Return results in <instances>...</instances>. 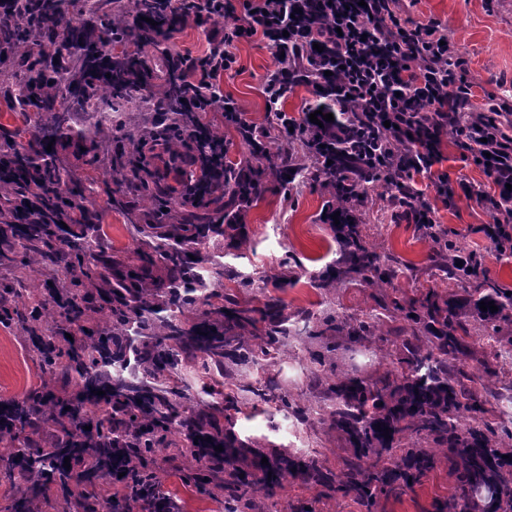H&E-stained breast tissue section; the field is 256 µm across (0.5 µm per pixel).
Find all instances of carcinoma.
<instances>
[{
    "instance_id": "carcinoma-1",
    "label": "carcinoma",
    "mask_w": 512,
    "mask_h": 512,
    "mask_svg": "<svg viewBox=\"0 0 512 512\" xmlns=\"http://www.w3.org/2000/svg\"><path fill=\"white\" fill-rule=\"evenodd\" d=\"M10 6L13 23L0 27V85L11 91L10 110L34 120L36 132L27 146L0 136V223L8 227L0 235V269L20 284L34 266L60 254L64 271L49 299L27 288L14 292L21 311L0 301V324L18 321L40 368L60 375L76 394L45 386L0 401V440L11 445L0 452V474L17 475L24 484L18 495L4 497L0 512H35L40 502L57 512H131L136 504L162 512L165 505L180 508L181 494L192 489L224 505V512H253L256 494L270 498V490L290 478L369 510L432 472L436 448L446 450L455 479L448 512H512V425L497 421L486 407L490 391L465 370L475 336L512 352V336H502L512 327V289L459 270L452 257L460 244L441 225L421 224L434 243L435 262L462 295L446 303L433 288L413 296L401 291L397 262L365 245L350 219L359 189L330 177L325 185L349 233L336 267L316 287L350 276L381 289L363 317L330 313L305 330L309 372L334 404L305 408L274 374L247 388L251 396H238L224 360L274 363L290 336L288 306L273 298L254 309L234 292L210 288L211 280H224V267L204 276L201 246L224 218L227 237L243 238L244 226L230 223L231 208L256 197L255 184L265 174L263 150L253 146L251 131L239 128L249 158L222 166L214 142L223 135L211 126V110L199 107L182 60L155 50L158 36L183 20L166 0H10ZM97 15V38L70 36ZM132 100L155 113L160 138L130 124L123 109ZM74 141L86 148L91 171L79 195L70 190L73 175L58 156L59 147ZM158 145L175 154L195 152L177 187L152 177ZM99 171L148 202V213L123 193L96 209ZM197 192L212 208L193 205ZM24 196L37 204L38 219L19 209ZM106 210L123 213L130 224L149 220L142 233L150 259L167 270L164 281L149 284L123 271L101 247ZM62 214L70 223L66 238L57 223ZM482 301L494 302L498 311L481 310ZM397 321L384 337L395 361L382 370L339 371L342 350L371 342ZM246 327L249 336L241 333ZM184 363L202 381L204 396L188 395ZM270 405L293 416L318 415L353 453L334 468L317 453L273 448L256 454L252 441L235 433V421ZM36 420L55 436L51 447L32 444ZM218 445L223 451L215 450ZM170 450V466L156 467L155 458ZM180 456L191 458L189 466L175 464ZM244 464L257 471L250 482L240 478Z\"/></svg>"
}]
</instances>
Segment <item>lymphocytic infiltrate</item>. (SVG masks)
<instances>
[{
    "instance_id": "lymphocytic-infiltrate-1",
    "label": "lymphocytic infiltrate",
    "mask_w": 512,
    "mask_h": 512,
    "mask_svg": "<svg viewBox=\"0 0 512 512\" xmlns=\"http://www.w3.org/2000/svg\"><path fill=\"white\" fill-rule=\"evenodd\" d=\"M172 2L193 6V19L209 31V45L217 50L209 70L193 81L201 92L234 70L241 41L263 39L279 56L277 76L266 84L267 122L254 133L257 144L292 127H310L308 115L289 118L280 100L298 84L322 89L335 95L337 107L322 137L361 147L360 153L333 159L332 168L360 187L371 176L370 154H378L384 171L400 173L387 182L392 204L434 223L435 210L417 186L425 178L441 200L459 193L494 212L497 222L486 227L487 237L498 250L512 245V119L494 104L484 112L469 110L468 63L448 44L438 20L401 18L398 0ZM227 18L232 26L213 36ZM450 130L462 159L483 170L493 193L463 179L450 185L441 170L442 139Z\"/></svg>"
}]
</instances>
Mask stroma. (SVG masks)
Instances as JSON below:
<instances>
[{"label":"stroma","instance_id":"obj_1","mask_svg":"<svg viewBox=\"0 0 512 512\" xmlns=\"http://www.w3.org/2000/svg\"><path fill=\"white\" fill-rule=\"evenodd\" d=\"M401 8L420 22L432 18L441 21L450 42L468 61L470 78L476 85L471 99L475 110H482L492 94L503 111L512 113V96L500 95L495 84L499 78L512 80V0H403ZM237 55L235 71L223 78L221 86L253 124L264 125V88L276 68L273 52L256 39L242 43ZM269 149L275 158L291 156L294 165L303 167V174L287 186L274 175L265 174V192L241 213L248 232L246 240L232 247L224 236L213 237L204 251L205 258L223 264L225 278L247 282L249 297L257 306L273 296L283 299L289 315L295 317L307 312L323 314L338 306L352 317L370 311L374 305L372 290L358 280L343 281L330 293L317 288L318 276L335 265L341 249L339 231L326 219L330 193L323 182L306 174L313 160L300 145L282 140L271 143ZM365 189L353 216L365 244L404 263L398 287L410 294L432 287L442 298L453 299L458 288L443 278L430 260L431 241L422 237L411 216L388 205L379 183H368ZM437 218L464 248L484 255L491 281L512 289V259H497L481 231L492 221L490 210L458 197L439 205ZM103 224L107 232L104 246L113 259L125 265L137 264L139 241L134 226L116 213L106 217ZM471 352L469 366L492 387L493 408L503 419L511 420L512 357H498L495 349L479 340L472 342ZM280 369L302 404L329 403L323 389L310 383L306 365L296 355H289ZM43 383L27 336L18 328L0 324V401L22 398ZM236 431L240 438L252 439L260 448L272 444L317 448L331 460L352 452L335 431L292 415L265 413L242 418ZM453 491L454 479L448 474L447 463L442 462L413 491L398 498H380L372 512H436L435 499ZM282 499L295 505H313L315 512H365L352 499L323 497L321 489L297 480L285 484Z\"/></svg>","mask_w":512,"mask_h":512}]
</instances>
